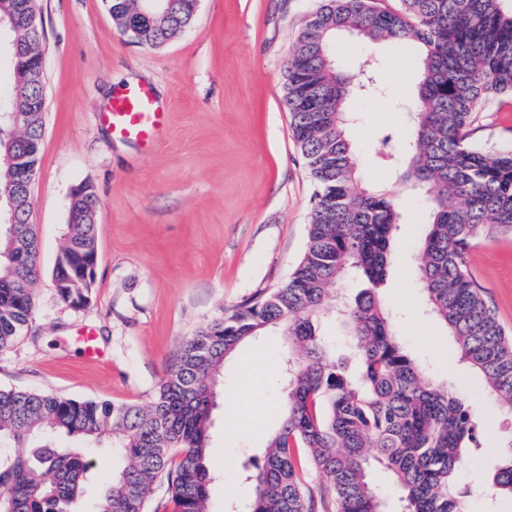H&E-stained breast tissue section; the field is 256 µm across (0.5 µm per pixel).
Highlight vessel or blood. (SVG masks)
Returning a JSON list of instances; mask_svg holds the SVG:
<instances>
[{
	"instance_id": "1",
	"label": "vessel or blood",
	"mask_w": 512,
	"mask_h": 512,
	"mask_svg": "<svg viewBox=\"0 0 512 512\" xmlns=\"http://www.w3.org/2000/svg\"><path fill=\"white\" fill-rule=\"evenodd\" d=\"M168 117V112L144 85L115 95L102 115L114 136L151 149L161 145Z\"/></svg>"
}]
</instances>
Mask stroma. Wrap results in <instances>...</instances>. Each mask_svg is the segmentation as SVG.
<instances>
[{
  "label": "stroma",
  "mask_w": 512,
  "mask_h": 512,
  "mask_svg": "<svg viewBox=\"0 0 512 512\" xmlns=\"http://www.w3.org/2000/svg\"><path fill=\"white\" fill-rule=\"evenodd\" d=\"M322 0H200L192 25L160 48L120 34L104 0H37L43 22L45 132L31 186L42 272L30 323L0 351V388L77 400L150 405L182 341L254 293L287 281L306 243L314 184L284 103L289 55ZM376 53L383 91L349 102L352 146L365 181L383 188L402 214L380 296L397 312L396 331L430 373L483 416L480 439L497 447L512 431L481 377L454 357L443 329L420 315L414 264L426 212L395 167L409 135L398 106L417 81L413 44L370 50L336 39L340 67L358 72ZM147 85L170 113L166 142L146 154L119 147L104 124L129 78ZM471 140L512 144V98L476 113ZM91 183L99 198L98 261L90 304L76 310L52 278L66 232L69 196ZM470 268L512 334V240L475 247ZM94 331L100 356L78 334ZM266 367L256 379L242 366ZM275 339L240 349L224 367L209 461L218 471L210 512H240L253 495L246 465L261 455L283 405Z\"/></svg>",
  "instance_id": "obj_1"
}]
</instances>
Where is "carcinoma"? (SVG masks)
<instances>
[{"instance_id":"cac0c4a2","label":"carcinoma","mask_w":512,"mask_h":512,"mask_svg":"<svg viewBox=\"0 0 512 512\" xmlns=\"http://www.w3.org/2000/svg\"><path fill=\"white\" fill-rule=\"evenodd\" d=\"M323 0L298 36L285 74L293 138L315 185L305 250L281 286L254 295L196 328L181 344L148 407L76 400L53 393L0 389V512H73L89 487L96 512H147L165 482L174 512H208L213 411L224 364L249 342L280 336L282 411L261 459L246 479L250 512H385L370 477L387 471L402 512H465L458 473L482 450L479 418L448 385L423 370L394 332L393 312L378 295L400 229L388 193L359 177L348 138L347 100L379 89L374 51L385 42L417 45L421 70L402 170L427 204V231L417 256L422 313L445 329L459 359L483 376L489 393L512 413V337L505 333L468 264L487 239L512 237V145L470 141L474 114L512 95V10L503 0ZM36 0H0V31L13 89L0 90L26 126L23 142L38 164L46 106L37 66L41 17L11 27L9 17ZM115 26L137 43L160 48L196 16V0H107ZM149 10L144 17L141 10ZM344 32L363 37L371 54L359 73L333 55ZM17 203L14 224L0 228V351L33 313L39 275L32 204L0 163V199ZM96 225L69 224L53 277L60 299L88 305L95 283ZM352 273L367 288L352 297ZM343 326L336 354L322 325ZM107 441L112 471L93 480L87 449ZM500 458L493 488L512 498V434L488 449ZM320 481L315 497L308 472Z\"/></svg>"}]
</instances>
